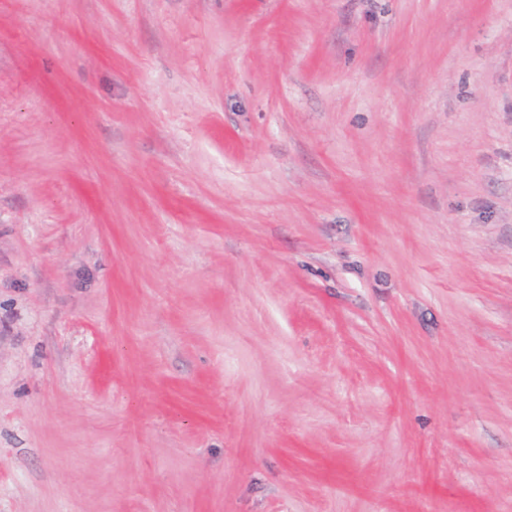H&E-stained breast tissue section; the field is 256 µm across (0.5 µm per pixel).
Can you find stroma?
<instances>
[{"instance_id":"obj_1","label":"stroma","mask_w":512,"mask_h":512,"mask_svg":"<svg viewBox=\"0 0 512 512\" xmlns=\"http://www.w3.org/2000/svg\"><path fill=\"white\" fill-rule=\"evenodd\" d=\"M0 512H512V0H0Z\"/></svg>"}]
</instances>
